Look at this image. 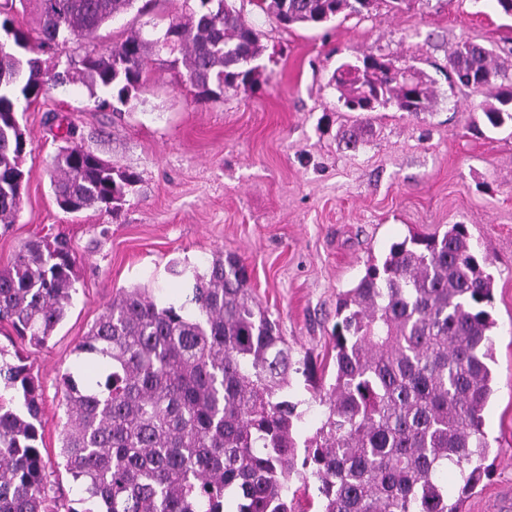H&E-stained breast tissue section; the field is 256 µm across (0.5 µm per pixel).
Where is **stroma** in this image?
I'll return each instance as SVG.
<instances>
[{"instance_id": "35a3bbf8", "label": "stroma", "mask_w": 512, "mask_h": 512, "mask_svg": "<svg viewBox=\"0 0 512 512\" xmlns=\"http://www.w3.org/2000/svg\"><path fill=\"white\" fill-rule=\"evenodd\" d=\"M243 12L263 31L269 57L256 85L226 89L222 102L197 104L189 85L154 64L146 87L118 108L97 107L85 87L66 83L19 116L32 143L18 217L0 226V270L29 240L61 235L74 251L78 288L44 346H31L0 321V357L23 359L41 384V451L53 505L57 512L95 507L58 455L61 375L120 289L141 284L160 301L178 303L214 253L237 254L256 300L296 357L314 367L312 378L292 375L288 390L300 413L295 432L304 439L325 419L317 397L334 381L340 294L392 243L464 224L494 278L495 394L484 411L490 475L461 510L502 512L512 502V137L470 131L486 95L447 74L453 53L470 41L491 49L512 77V19L491 0H409L400 12L382 7L328 30H282L248 2ZM144 21L130 12L94 38L69 40L57 59L105 48ZM365 54L409 61L435 78L436 110L413 118L390 107L365 124L344 111L329 80L339 62ZM60 122L73 124L78 142L116 169L139 174L117 213L68 214L57 206L50 167ZM357 124L363 145L343 149L340 132Z\"/></svg>"}]
</instances>
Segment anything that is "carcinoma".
I'll list each match as a JSON object with an SVG mask.
<instances>
[{
  "instance_id": "1",
  "label": "carcinoma",
  "mask_w": 512,
  "mask_h": 512,
  "mask_svg": "<svg viewBox=\"0 0 512 512\" xmlns=\"http://www.w3.org/2000/svg\"><path fill=\"white\" fill-rule=\"evenodd\" d=\"M139 0H3L0 3V224L15 222L29 135L20 108L49 86L87 88L99 107L126 103L161 59L190 84L195 101L214 104L224 89L248 86L261 68L263 33L236 0H183L180 15L133 31L103 52L67 60L62 71L41 55L73 37L148 5ZM288 30L321 28L406 0H248ZM32 14L35 25L15 24ZM167 43L162 48L161 43ZM460 85L490 90L480 120L512 128V80L492 50L463 43L450 63ZM332 82L348 112L393 107L409 116L437 103L435 81L412 65L368 54L341 63ZM64 142L50 186L59 208L77 214L120 209L138 182L93 151ZM465 224L413 234L367 264L341 294L334 341L336 376L321 402L326 419L298 458L288 399L291 373L308 370L268 312L234 253L218 251L193 277L185 300L161 304L146 287L123 289L75 345L77 365L61 377L66 422L59 456L98 512H295L293 479L316 482L319 512H461V498L488 475L484 409L493 394L492 329L486 306L494 280ZM67 240L26 242L0 270V320L45 345L77 293ZM0 512H53L44 482L41 385L22 363L0 360ZM453 466L459 498L440 474Z\"/></svg>"
}]
</instances>
